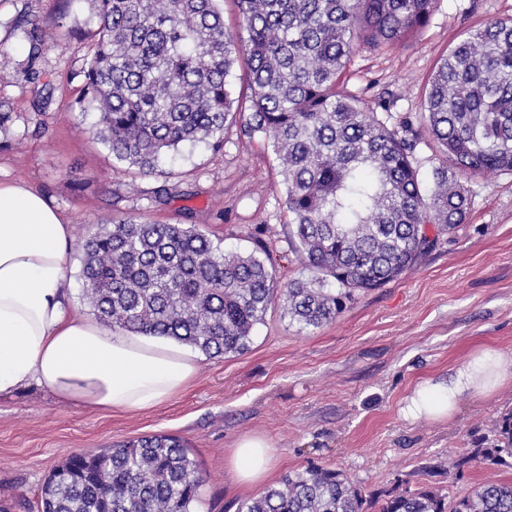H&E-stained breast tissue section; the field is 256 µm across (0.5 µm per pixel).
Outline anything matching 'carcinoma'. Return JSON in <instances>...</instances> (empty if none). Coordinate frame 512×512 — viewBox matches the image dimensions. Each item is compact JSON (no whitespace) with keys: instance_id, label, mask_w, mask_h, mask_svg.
I'll return each mask as SVG.
<instances>
[{"instance_id":"cac0c4a2","label":"carcinoma","mask_w":512,"mask_h":512,"mask_svg":"<svg viewBox=\"0 0 512 512\" xmlns=\"http://www.w3.org/2000/svg\"><path fill=\"white\" fill-rule=\"evenodd\" d=\"M92 2L96 40L75 108L96 112L93 136L114 160L151 175L182 144L220 150L229 119L243 137L262 134L279 160L289 245L312 272L282 286L260 247L226 252L193 225L103 224L83 243L82 278L106 327L209 357L247 350L276 303L300 328L317 329L465 222L469 175L512 173V19L461 40L432 73L423 111L392 125L340 88L346 64L361 42L392 44L421 30L435 0H234L245 40L224 29L221 0ZM64 19L19 21L31 60ZM236 67L235 97L227 78ZM424 130L445 155L429 186ZM329 277L334 291L324 287ZM509 458L512 412L497 420L489 446L448 459V476ZM202 485L190 449L155 434L69 456L45 481L41 512H195ZM366 504L341 472L310 467L238 512H365ZM379 512H512V482H482L452 499L430 486L395 489Z\"/></svg>"}]
</instances>
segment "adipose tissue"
<instances>
[{
  "label": "adipose tissue",
  "mask_w": 512,
  "mask_h": 512,
  "mask_svg": "<svg viewBox=\"0 0 512 512\" xmlns=\"http://www.w3.org/2000/svg\"><path fill=\"white\" fill-rule=\"evenodd\" d=\"M72 226L24 182H0V397L38 386L89 409L137 413L167 403L195 378V357L147 336L101 327L70 308L64 288ZM512 386V354L480 348L444 378L416 383L399 408L404 419L445 422L463 399ZM277 457L269 440H239L226 466L253 487Z\"/></svg>",
  "instance_id": "ef3b65f1"
}]
</instances>
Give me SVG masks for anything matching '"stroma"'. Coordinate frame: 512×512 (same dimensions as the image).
<instances>
[{
    "instance_id": "obj_1",
    "label": "stroma",
    "mask_w": 512,
    "mask_h": 512,
    "mask_svg": "<svg viewBox=\"0 0 512 512\" xmlns=\"http://www.w3.org/2000/svg\"><path fill=\"white\" fill-rule=\"evenodd\" d=\"M66 14L59 46L31 59L13 26L22 14ZM512 18V0H437L429 24L390 47L360 45L343 77L345 91L374 112L400 118L419 112L438 61L490 19ZM95 20L90 0H0V181L39 189L72 226L65 288L85 317L82 242L99 225L143 218L192 224L227 251L265 246L280 284L310 278L288 243L285 187L262 135L241 137L224 126L219 152L182 147L145 176L113 160L88 128L94 113L72 111ZM53 94L43 110L35 84ZM167 186L168 199L155 194ZM466 221L441 236L408 273L358 294L331 323L300 329L272 305L242 354L197 353L198 373L176 399L138 413H101L58 400L33 386L0 398V512H38L41 488L72 453L143 436L180 438L205 478L197 512H237L259 487L232 479L225 460L234 443L264 435L278 465L276 484L311 466L342 472L365 496L431 485L449 493L512 479V466L465 468L456 479L449 458L491 438L512 411V390L464 400L444 423L404 420L403 398L421 379L449 368L482 346L512 354V174L467 181Z\"/></svg>"
}]
</instances>
